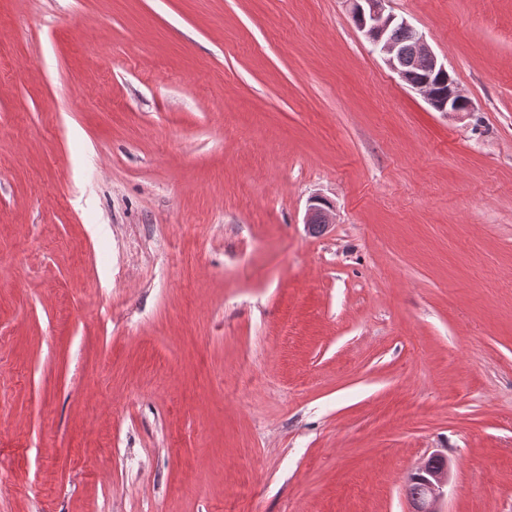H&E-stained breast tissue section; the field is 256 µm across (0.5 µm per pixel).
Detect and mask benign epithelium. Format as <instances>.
I'll return each instance as SVG.
<instances>
[{
	"instance_id": "1",
	"label": "benign epithelium",
	"mask_w": 512,
	"mask_h": 512,
	"mask_svg": "<svg viewBox=\"0 0 512 512\" xmlns=\"http://www.w3.org/2000/svg\"><path fill=\"white\" fill-rule=\"evenodd\" d=\"M388 0H349L350 13L357 28L364 34L372 46V50L383 56L387 65L418 92L431 106L439 112L473 111L469 99L463 96L456 87L453 79H448V100L438 102L436 95L424 82L412 80L411 66L405 60V51L401 44L392 39L389 32L393 28L409 27L404 19L396 16L386 9ZM413 54L427 58L434 71H447L446 66L440 62L432 51L423 35L416 36ZM334 223L333 209L323 199L313 197L310 200L305 224L308 231H325ZM408 481L415 486V493L409 495V512H440L437 505L444 496V488L448 485V459L443 455H435L424 463L415 467L408 477Z\"/></svg>"
}]
</instances>
